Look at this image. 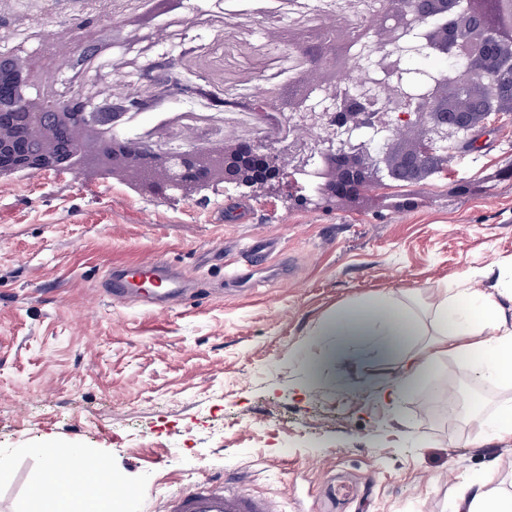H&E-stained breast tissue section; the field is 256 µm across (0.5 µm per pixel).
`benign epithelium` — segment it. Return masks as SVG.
<instances>
[{
    "instance_id": "7a95c632",
    "label": "benign epithelium",
    "mask_w": 512,
    "mask_h": 512,
    "mask_svg": "<svg viewBox=\"0 0 512 512\" xmlns=\"http://www.w3.org/2000/svg\"><path fill=\"white\" fill-rule=\"evenodd\" d=\"M407 0H392L386 32H362L365 47L377 56L385 81L398 87L382 97L375 80L357 88L341 83L340 73L360 55L349 51L344 34L328 27V38L307 25L302 6L290 11L288 43L299 52L293 91L271 84L259 98L240 100L227 84L224 96L210 90L214 70L195 66L189 80L161 62L156 73L143 69L155 49L147 35L152 17L174 13L181 0H155L151 9L113 27V38L135 45L124 56L133 76L126 88L110 89L108 63L97 38L98 16L86 14L78 27L55 34V43L80 51L82 69L64 84L47 82L33 55L13 50L0 55V176L30 168L36 172L82 170L89 160L103 169L134 167L144 189L164 198L231 191L239 196L277 197L292 210L336 199L353 202L367 185L383 184L401 166L418 178L448 167L449 142L485 131L512 113V28L503 14L512 0H425L420 46L460 63L452 79L426 76L422 88H407L406 55L414 18ZM183 95L200 111L127 130L159 98ZM294 111H277L283 98ZM384 99L386 110L373 103ZM230 109L258 113L270 135H246L224 125ZM45 125L53 135L39 144L30 136Z\"/></svg>"
}]
</instances>
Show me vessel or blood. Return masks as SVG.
Wrapping results in <instances>:
<instances>
[{
  "label": "vessel or blood",
  "mask_w": 512,
  "mask_h": 512,
  "mask_svg": "<svg viewBox=\"0 0 512 512\" xmlns=\"http://www.w3.org/2000/svg\"><path fill=\"white\" fill-rule=\"evenodd\" d=\"M159 286L172 298L183 293L178 273L157 259L123 268L120 276L108 278L105 283L107 293L115 301L128 300L137 293L150 304L155 303V289ZM166 512H276V505L269 498L247 493L240 481L207 477L172 496L166 503Z\"/></svg>",
  "instance_id": "obj_1"
}]
</instances>
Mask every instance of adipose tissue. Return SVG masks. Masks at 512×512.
<instances>
[{"label": "adipose tissue", "mask_w": 512, "mask_h": 512, "mask_svg": "<svg viewBox=\"0 0 512 512\" xmlns=\"http://www.w3.org/2000/svg\"><path fill=\"white\" fill-rule=\"evenodd\" d=\"M433 304L435 338L419 352L401 360L400 378L409 381L425 366L454 353L466 360L469 372L480 380L512 382V262H497L470 272L455 286L435 289ZM413 310L399 295L384 297L373 305H358L333 318L327 335L336 339L337 355L372 342L385 351L396 349L415 335ZM76 483L60 487L54 496L34 485L31 497L38 512H73L76 500H92L102 474L99 458L72 453ZM450 512H512V494L501 492L488 480L464 487Z\"/></svg>", "instance_id": "ef3b65f1"}]
</instances>
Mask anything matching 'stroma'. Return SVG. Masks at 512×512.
Returning <instances> with one entry per match:
<instances>
[{
	"instance_id": "35a3bbf8",
	"label": "stroma",
	"mask_w": 512,
	"mask_h": 512,
	"mask_svg": "<svg viewBox=\"0 0 512 512\" xmlns=\"http://www.w3.org/2000/svg\"><path fill=\"white\" fill-rule=\"evenodd\" d=\"M420 184L372 187L357 211L288 209L230 193L153 197L117 179L38 173L0 179V512H31L46 446L104 457L129 487L122 512H164L203 477L241 476L280 512H449L485 477L512 493V437L484 421L512 401L490 384L448 420V355L404 384L375 386L399 356L330 358L329 319L396 289L422 350L435 331L427 289L512 259V119ZM412 207H404V199ZM275 239L253 291L235 292L249 245ZM146 256L197 291L169 310L117 303L106 274Z\"/></svg>"
}]
</instances>
